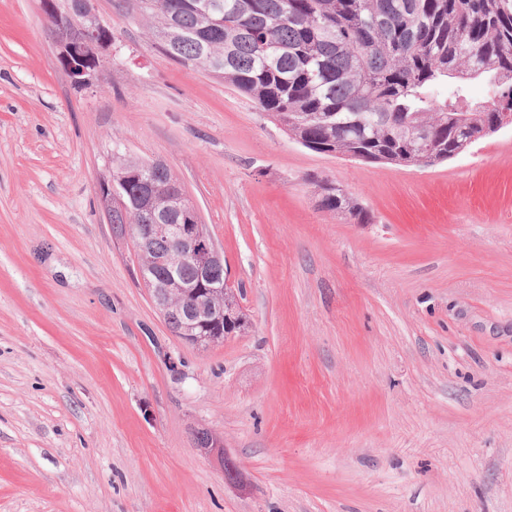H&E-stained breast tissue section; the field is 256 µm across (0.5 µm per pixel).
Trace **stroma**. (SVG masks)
<instances>
[{
	"label": "stroma",
	"mask_w": 512,
	"mask_h": 512,
	"mask_svg": "<svg viewBox=\"0 0 512 512\" xmlns=\"http://www.w3.org/2000/svg\"><path fill=\"white\" fill-rule=\"evenodd\" d=\"M94 7L78 89L39 0H0V512H512V129L430 167L314 152ZM116 152L180 181L245 333L170 332L98 196ZM313 184L317 188L318 206L323 211L348 216L357 224L372 223L371 214L355 198L340 193V186L328 180L314 178Z\"/></svg>",
	"instance_id": "35a3bbf8"
}]
</instances>
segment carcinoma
<instances>
[{
    "instance_id": "obj_1",
    "label": "carcinoma",
    "mask_w": 512,
    "mask_h": 512,
    "mask_svg": "<svg viewBox=\"0 0 512 512\" xmlns=\"http://www.w3.org/2000/svg\"><path fill=\"white\" fill-rule=\"evenodd\" d=\"M150 22L148 37L174 60L233 85L288 136L308 149L397 166L420 165L411 139L427 141L440 163L463 153L512 113V0H216L218 29L201 0H124ZM450 79L455 90H434ZM482 79L491 96H468L464 82ZM121 197L150 184L153 206L136 213L112 197L113 232L136 224H179L171 195L179 181L163 163L112 157L103 178ZM318 206L358 224L373 222L353 197L328 180H313ZM170 244L151 240L139 267L164 285L171 278L200 287L193 261L158 264ZM180 335L185 310L160 311ZM226 325H199L195 336L224 342Z\"/></svg>"
}]
</instances>
